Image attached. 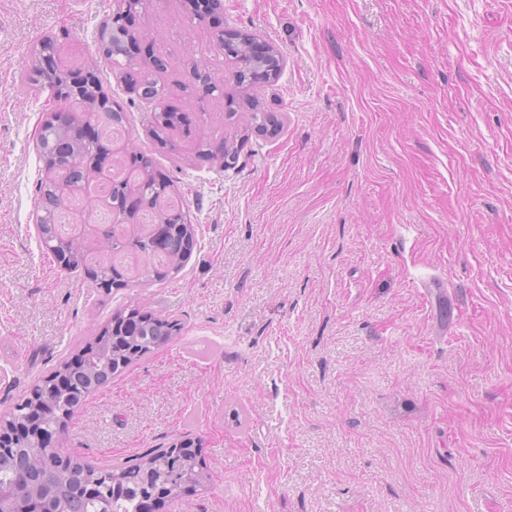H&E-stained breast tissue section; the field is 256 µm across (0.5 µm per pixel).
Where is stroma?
Masks as SVG:
<instances>
[{"label":"stroma","mask_w":512,"mask_h":512,"mask_svg":"<svg viewBox=\"0 0 512 512\" xmlns=\"http://www.w3.org/2000/svg\"><path fill=\"white\" fill-rule=\"evenodd\" d=\"M113 2L0 0V413L137 307L178 331L56 444L109 467L195 440L208 484L162 512H512V0H221L225 36L284 56L258 92L273 128L229 164L154 142L99 50ZM179 10L152 0L151 34L204 63L215 32ZM46 38L95 64L124 139L171 180L195 236L170 279L129 287L125 254L99 288L44 246L55 104L22 78ZM181 107L194 127L248 120Z\"/></svg>","instance_id":"1"}]
</instances>
